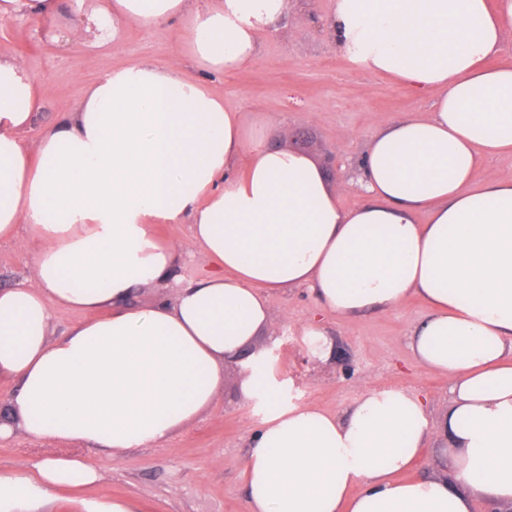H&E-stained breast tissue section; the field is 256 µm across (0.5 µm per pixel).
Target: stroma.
I'll return each instance as SVG.
<instances>
[{
	"instance_id": "1",
	"label": "stroma",
	"mask_w": 512,
	"mask_h": 512,
	"mask_svg": "<svg viewBox=\"0 0 512 512\" xmlns=\"http://www.w3.org/2000/svg\"><path fill=\"white\" fill-rule=\"evenodd\" d=\"M92 4L63 0L60 16L44 23L0 20V56L23 58L43 89L44 110L29 141L74 111L87 84L141 59L166 64L179 49L182 36L173 28H128L124 50L115 54L57 42L55 35L71 12ZM332 9L333 0H312L309 15L289 16L263 36L252 67L225 74L209 88L247 120L264 117L283 129L277 145L321 165L339 187L341 205L351 209L364 201L351 181L372 138L401 118L427 117L433 100L352 63L323 32ZM32 250L24 242H0V286L23 280ZM270 306L276 331L258 336L254 345L280 350L272 366L276 404L308 405L341 416L364 391L390 387L424 398L432 417L447 413L452 403L447 377L423 369L408 345L414 326L428 313L418 297L383 314L339 316L322 310L305 289L293 288L273 294ZM314 316L331 344L323 359L304 334ZM267 410V403L245 398L240 373L228 362L224 390L212 407L162 447L131 448L115 458L81 444L48 446L16 433L0 438V469L19 471L33 459L64 454L84 458L101 472L93 487L62 492L51 512H80L83 497L130 498L139 512H248L247 442Z\"/></svg>"
}]
</instances>
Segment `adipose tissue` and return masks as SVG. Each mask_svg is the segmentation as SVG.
<instances>
[{
  "mask_svg": "<svg viewBox=\"0 0 512 512\" xmlns=\"http://www.w3.org/2000/svg\"><path fill=\"white\" fill-rule=\"evenodd\" d=\"M333 2L327 32L352 61L434 99L430 116L372 139L354 209L312 158L269 145L270 121H245L206 86L250 66L260 33L303 0H96L64 42L119 53L127 27L177 25L185 53L112 70L32 144L38 83L0 57V240L36 244L27 278L0 288V381L17 384L0 437L114 456L160 446L211 407L225 361L271 330L272 292L306 288L341 316L416 295L430 313L409 346L450 383L444 420L393 388L342 418L277 410L248 441L249 512L512 505V177L474 181L485 158L512 154V65L489 63L512 38V0ZM157 224L189 225L204 276L183 280L184 249L159 242ZM150 285L166 295L135 304ZM57 307L85 317L55 338ZM435 435L454 451L448 476L399 480ZM100 478L79 457L33 460L0 472V512H47Z\"/></svg>",
  "mask_w": 512,
  "mask_h": 512,
  "instance_id": "obj_1",
  "label": "adipose tissue"
}]
</instances>
